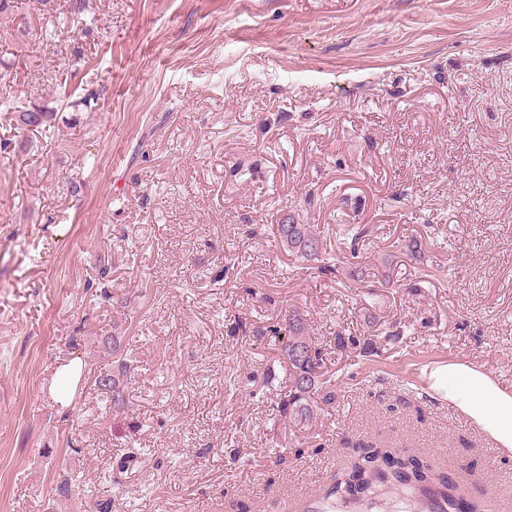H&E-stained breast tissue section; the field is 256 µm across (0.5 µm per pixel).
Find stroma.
<instances>
[{
  "instance_id": "35a3bbf8",
  "label": "stroma",
  "mask_w": 512,
  "mask_h": 512,
  "mask_svg": "<svg viewBox=\"0 0 512 512\" xmlns=\"http://www.w3.org/2000/svg\"><path fill=\"white\" fill-rule=\"evenodd\" d=\"M14 3L0 18L7 512H285L363 444L418 456L467 496L512 497V453L422 383L466 359L512 387V0ZM89 91L93 107L64 106ZM37 100L58 110L50 131L11 125ZM290 219L340 257L335 277L284 251ZM342 224L369 228L360 253ZM292 311L336 392L305 425L279 411L272 330ZM74 362L62 404L49 384ZM112 376L117 405L97 386Z\"/></svg>"
}]
</instances>
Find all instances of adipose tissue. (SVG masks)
Returning <instances> with one entry per match:
<instances>
[{
	"instance_id": "obj_1",
	"label": "adipose tissue",
	"mask_w": 512,
	"mask_h": 512,
	"mask_svg": "<svg viewBox=\"0 0 512 512\" xmlns=\"http://www.w3.org/2000/svg\"><path fill=\"white\" fill-rule=\"evenodd\" d=\"M424 381L447 399L502 450L512 453V389L501 386L483 366L451 361L429 368Z\"/></svg>"
}]
</instances>
